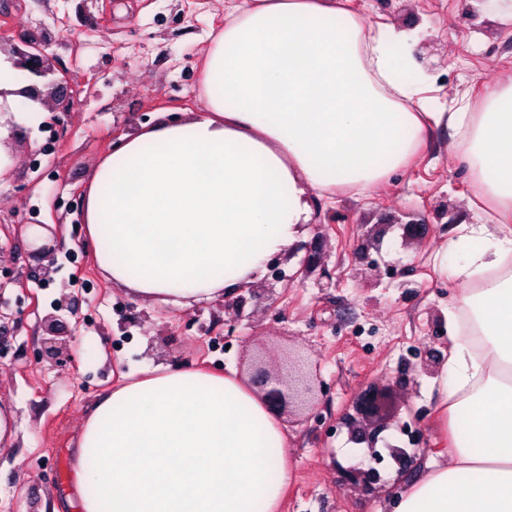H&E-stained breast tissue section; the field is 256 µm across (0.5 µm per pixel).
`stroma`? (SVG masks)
Here are the masks:
<instances>
[{
    "label": "stroma",
    "instance_id": "obj_1",
    "mask_svg": "<svg viewBox=\"0 0 512 512\" xmlns=\"http://www.w3.org/2000/svg\"><path fill=\"white\" fill-rule=\"evenodd\" d=\"M226 0H0L12 43L50 36L56 65L78 95L71 112L34 120L9 113L0 131L18 132L13 172L0 181V403L13 412L14 442L0 449V512H59L70 462L94 403L123 373L162 366L246 372L259 346L271 360L287 349L320 365L322 394L309 419L287 424L291 481L280 512H386L388 491L368 495L342 484L335 461L357 449L339 422L366 387L393 380L422 418L427 450L412 480L448 464L451 436L438 420L442 388L425 375L428 349H447V314L461 291L434 268L461 224H481L491 203L478 195L455 138L431 127L419 153L385 184L310 201L313 224L301 250L280 259L227 330L218 302L187 307L143 299L102 275L83 220L95 167L122 135L175 121L204 107L203 53L224 27ZM370 24L421 28L413 59L431 112L456 98L479 107L486 88L512 76V23L482 13L475 0H347ZM423 225L403 239L401 222ZM46 224L58 241L57 270L44 280L28 249L27 225ZM336 279L294 274L308 252ZM82 322L66 365L42 357L41 320Z\"/></svg>",
    "mask_w": 512,
    "mask_h": 512
}]
</instances>
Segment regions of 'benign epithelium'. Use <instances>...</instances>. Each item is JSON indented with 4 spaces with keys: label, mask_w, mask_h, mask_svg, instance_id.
Here are the masks:
<instances>
[{
    "label": "benign epithelium",
    "mask_w": 512,
    "mask_h": 512,
    "mask_svg": "<svg viewBox=\"0 0 512 512\" xmlns=\"http://www.w3.org/2000/svg\"><path fill=\"white\" fill-rule=\"evenodd\" d=\"M47 39H29L22 45L12 44L8 54L16 68L26 70L42 79V85L31 84L24 94L34 102L41 104L50 112H67L70 109L71 96L68 95L69 75L67 70L56 67L46 52ZM31 253L45 262L41 266L44 277H49L55 264L56 248L53 244L39 246ZM45 335L43 354L54 361L62 359L67 353V340L73 339L71 333L59 331L61 324L54 315L44 319ZM266 348H259L251 359L249 370L254 382L258 384L257 393L266 406L274 412L291 414L296 411L309 417L314 409L318 394L322 392L320 365L308 359L292 361L286 357V363L276 369L267 365ZM395 384L386 383L365 389L357 398L354 413L344 417L343 425L348 429L349 438L356 444H366L363 454L348 465L333 459L342 485L352 486L367 494H373L386 486L375 464L381 454L376 448L380 433L390 424L401 423V407H391ZM390 457L397 465V477L403 478L418 463L422 448L407 450L397 445L387 446Z\"/></svg>",
    "instance_id": "benign-epithelium-1"
}]
</instances>
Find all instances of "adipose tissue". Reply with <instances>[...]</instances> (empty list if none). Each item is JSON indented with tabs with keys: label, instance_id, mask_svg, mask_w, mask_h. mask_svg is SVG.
Segmentation results:
<instances>
[{
	"label": "adipose tissue",
	"instance_id": "adipose-tissue-1",
	"mask_svg": "<svg viewBox=\"0 0 512 512\" xmlns=\"http://www.w3.org/2000/svg\"><path fill=\"white\" fill-rule=\"evenodd\" d=\"M416 31L368 30L340 0H259L205 51L203 111L127 135L95 168L84 222L103 275L189 306L261 277L291 253L313 196L383 184L452 130L491 224H462L466 283L447 316L454 383L440 402L454 462L409 485L393 512H512V79L426 113ZM288 433L235 368L158 367L112 388L73 456L78 512H278Z\"/></svg>",
	"mask_w": 512,
	"mask_h": 512
}]
</instances>
